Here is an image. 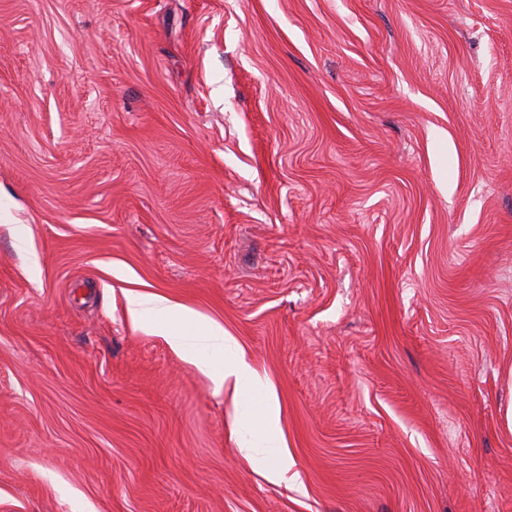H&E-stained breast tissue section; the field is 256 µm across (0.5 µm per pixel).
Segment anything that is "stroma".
Wrapping results in <instances>:
<instances>
[{
    "label": "stroma",
    "instance_id": "1",
    "mask_svg": "<svg viewBox=\"0 0 512 512\" xmlns=\"http://www.w3.org/2000/svg\"><path fill=\"white\" fill-rule=\"evenodd\" d=\"M511 411L512 0H0V512H512ZM127 304L134 326L140 325L146 317L160 320L165 326L164 335L171 349L200 370L210 372L215 365L213 358L224 357V365L211 372L214 383L222 388L229 382L243 405H250L259 392L263 393L264 410L255 432L256 440L247 443L244 450L249 459L263 463L268 480L288 484V472L295 463L288 454L279 428L273 425L277 409L270 388L259 378L237 341L220 324L200 317L192 308L170 298L129 290ZM185 328L191 331L185 332ZM189 336H197L204 347L192 348ZM259 448L263 450L260 452ZM260 453L263 456L258 458Z\"/></svg>",
    "mask_w": 512,
    "mask_h": 512
}]
</instances>
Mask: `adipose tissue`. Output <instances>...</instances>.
<instances>
[{"instance_id": "obj_1", "label": "adipose tissue", "mask_w": 512, "mask_h": 512, "mask_svg": "<svg viewBox=\"0 0 512 512\" xmlns=\"http://www.w3.org/2000/svg\"><path fill=\"white\" fill-rule=\"evenodd\" d=\"M127 304L133 325H140L148 317L160 320L171 349L200 370L212 371L216 386L231 385L243 405H250L256 395H263L264 410L255 439L244 450L248 458L261 459L268 480L287 481L294 461L275 424L277 409L270 388L259 378L237 341L220 324L170 298L131 290ZM218 357L224 360L219 368L214 365Z\"/></svg>"}]
</instances>
